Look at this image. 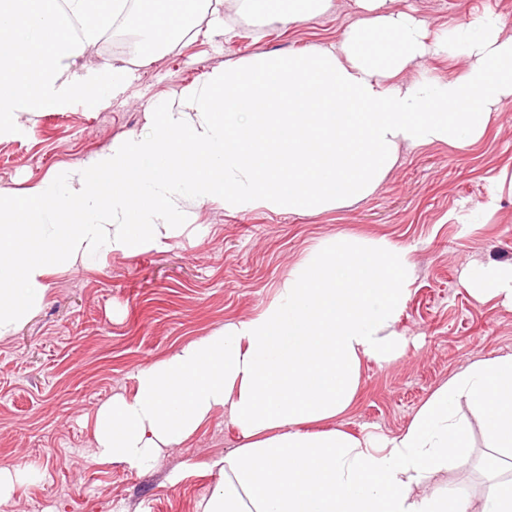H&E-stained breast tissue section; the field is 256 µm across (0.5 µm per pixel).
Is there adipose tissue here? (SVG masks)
I'll return each instance as SVG.
<instances>
[{
	"label": "adipose tissue",
	"mask_w": 512,
	"mask_h": 512,
	"mask_svg": "<svg viewBox=\"0 0 512 512\" xmlns=\"http://www.w3.org/2000/svg\"><path fill=\"white\" fill-rule=\"evenodd\" d=\"M246 2L260 20L297 22L331 0ZM389 3L355 0L362 17L336 46L225 64L84 164L21 196L1 188L0 337L40 308L51 270L150 247L192 206L339 208L371 195L401 147L479 141L512 99V37L499 17L433 37ZM455 54L457 79L401 77ZM413 277L407 251L387 241L317 245L255 316L142 369L134 395L103 403L98 460L151 467L221 409L245 442L211 461L222 483L203 512H470L468 496L443 483L467 461L454 405L482 411L490 448L512 466V355L463 368L400 435L314 428L351 406L363 361L403 354L396 324ZM464 285L512 306V263L469 266Z\"/></svg>",
	"instance_id": "obj_1"
}]
</instances>
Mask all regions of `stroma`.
Returning <instances> with one entry per match:
<instances>
[{"instance_id": "35a3bbf8", "label": "stroma", "mask_w": 512, "mask_h": 512, "mask_svg": "<svg viewBox=\"0 0 512 512\" xmlns=\"http://www.w3.org/2000/svg\"><path fill=\"white\" fill-rule=\"evenodd\" d=\"M391 7L413 12L433 34L476 24L490 10L512 36V0H393ZM220 12L237 17L233 33L214 28L204 11L146 64L106 37L85 48L78 66L124 71L122 88L92 107L20 114L17 132L0 135V188L23 193L140 132L147 112L180 100L226 63L335 45L359 18L354 0H331L306 21L261 27L245 0H223ZM346 234L408 250L415 275L397 323L408 344L391 364L364 361L351 407L325 426L359 438L395 436L464 367L512 355V307L477 301L462 283L468 266L512 263V100L473 144L401 149L376 191L356 203L307 213L196 206L175 236L146 250L49 274L41 308L0 338V469L26 463L43 474L7 512H202L221 482L208 462L243 442L223 411L153 467L136 469L95 460L98 407L132 395L140 370L258 313L311 247ZM454 412L468 428L469 461L447 482L477 508L493 452L480 413L463 400Z\"/></svg>"}]
</instances>
